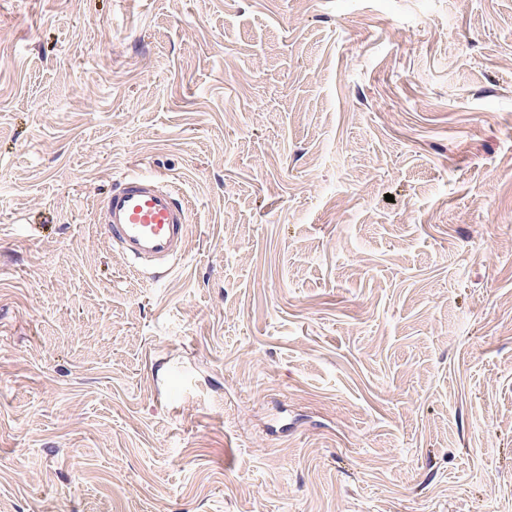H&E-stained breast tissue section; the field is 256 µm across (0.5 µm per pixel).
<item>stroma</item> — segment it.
<instances>
[{"label":"stroma","mask_w":512,"mask_h":512,"mask_svg":"<svg viewBox=\"0 0 512 512\" xmlns=\"http://www.w3.org/2000/svg\"><path fill=\"white\" fill-rule=\"evenodd\" d=\"M0 512H512V0H0ZM98 215L103 234L132 264L165 270L188 251L189 210L157 176H125L104 196Z\"/></svg>","instance_id":"1"}]
</instances>
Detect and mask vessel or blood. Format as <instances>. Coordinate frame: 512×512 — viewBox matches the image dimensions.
<instances>
[{
	"instance_id": "vessel-or-blood-1",
	"label": "vessel or blood",
	"mask_w": 512,
	"mask_h": 512,
	"mask_svg": "<svg viewBox=\"0 0 512 512\" xmlns=\"http://www.w3.org/2000/svg\"><path fill=\"white\" fill-rule=\"evenodd\" d=\"M98 222L109 241L143 267L168 269L188 251L189 210L155 176H125L101 201Z\"/></svg>"
}]
</instances>
